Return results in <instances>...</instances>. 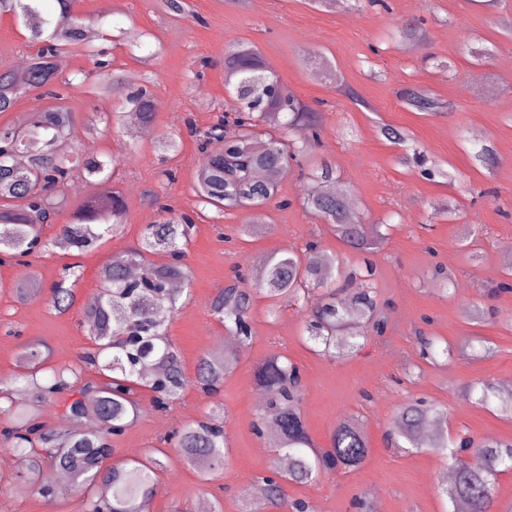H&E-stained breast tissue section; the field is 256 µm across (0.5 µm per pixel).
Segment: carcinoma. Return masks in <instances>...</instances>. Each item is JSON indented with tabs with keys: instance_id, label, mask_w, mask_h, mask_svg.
I'll return each instance as SVG.
<instances>
[{
	"instance_id": "obj_1",
	"label": "carcinoma",
	"mask_w": 512,
	"mask_h": 512,
	"mask_svg": "<svg viewBox=\"0 0 512 512\" xmlns=\"http://www.w3.org/2000/svg\"><path fill=\"white\" fill-rule=\"evenodd\" d=\"M44 0H0V13H10L22 20L38 50L22 71L0 70V112L11 111L27 92L47 104L37 107L13 126L0 128V250L13 251L20 257L36 251L59 247L82 253L109 234L120 232L124 204L114 192L109 197L90 198L79 207L76 222L61 226L57 237H42V228L60 208L68 204L66 190L74 174L85 179L109 175L114 161L109 157L73 152L62 155L57 142L72 136L77 124L75 114L66 105L68 91L77 87L72 77H62L56 59L86 46L87 20L72 12V0H54L47 11ZM159 6L173 20L190 15L188 0H158ZM101 36L119 42L130 52L143 51L142 60L158 57L160 39L135 24H115ZM424 36L421 29L406 23L395 36L396 46ZM495 46L477 40L469 48L471 63L480 66L494 54ZM149 79L125 86L123 75L107 74V80L90 88L96 96L109 95L124 88L123 111L112 121L123 122L133 114L147 124L155 111V99L147 88ZM224 85L232 100L229 111L217 123L199 133L202 147L218 144L208 155L206 165L198 170L195 194L198 203L221 214L225 209L260 211L278 197V182L265 177L268 171L288 176L293 164L311 148L297 144L293 132L308 127L318 136L315 112L301 103L278 80L272 68L250 42L237 41L224 54ZM400 100L418 112L439 113V102L425 89L406 88ZM233 125L237 132L224 135ZM472 166L489 170L494 164V150L484 143L469 152ZM402 165L427 167V174L442 178L453 176L441 164H427L418 148L398 158ZM308 187L303 205L328 224L336 238L357 253H373L385 239L380 226L363 224L356 215L345 189L338 185L336 169L321 161L304 173ZM22 199L25 205L13 208L10 201ZM194 227L187 214L148 224L139 247L99 272L100 288L82 305L86 332L97 346V356L90 359L101 377L98 383H86L75 389L81 378L76 365L59 367L44 374L46 357L38 344L24 347L22 371L14 383L28 392L25 402L10 403L9 420L0 426V434L10 450L29 458L26 486H36L43 494L54 496L58 487L49 471L68 473L77 487L87 493L88 512H139L142 501L157 489L159 473L169 466V458H160L159 449L146 451L137 459L108 465L114 453L111 439L124 433L140 411L138 393L155 394V406L161 409L176 399L185 388L181 357L167 337L169 314L178 309V297L170 289L174 282H189L191 271L182 262L179 240H188ZM265 277L259 290L279 302L322 290L315 298L306 331L309 340L320 347L319 353L331 358H345L359 347L361 333L354 327L370 321L378 331L384 323L375 319V270L366 264L352 272L359 280L350 293L336 294L326 288L329 277L323 265V253L310 243L296 254L273 253L265 259ZM76 302L72 286L61 280L50 289V304L59 313ZM254 303L251 288L232 285L211 302L214 318L235 337L241 346L252 340L249 314ZM237 357L230 353H207L197 365L196 383L215 392L224 383V375L235 369ZM259 388L268 399L258 409L255 429L270 440L275 452L289 460L288 468L272 466L273 476L263 478L265 508L279 512L288 507L285 480L305 483L337 467L358 466L366 457L367 442L360 424L345 421L336 428L331 448H314L302 419L299 404L301 375L299 368L273 354L254 371ZM76 391L77 398L63 400V417L81 421L88 414V400L95 403L99 425L87 431L59 427L47 429L38 413L58 404L56 396ZM464 395L478 405L495 400L501 411L512 413V392H502L488 381L477 380L464 386ZM398 447L405 452L427 451L453 461L454 481L443 489L450 502L464 500L469 512H491L496 498L497 476L512 471V444L494 439L476 442L470 438L457 441L448 437L446 408L410 398L399 408L395 419ZM177 446L184 460L198 467L207 477L223 468L228 454L227 438L220 411L184 425L176 434Z\"/></svg>"
}]
</instances>
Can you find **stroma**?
<instances>
[{"mask_svg": "<svg viewBox=\"0 0 512 512\" xmlns=\"http://www.w3.org/2000/svg\"><path fill=\"white\" fill-rule=\"evenodd\" d=\"M192 17L172 21L156 0H76L74 9L94 29L136 23L164 45L160 56L143 64L125 46L96 40L113 67L124 77L151 75L157 103L149 133L131 135L128 124L109 119L123 97H94L83 89L71 92L69 103L78 117L75 134L62 145L63 154L79 149L112 157L105 183L124 200L123 228L116 236L76 255L60 248L0 264V382L20 369L23 345H43L53 367L75 365L91 353L93 343L82 323L80 301L99 288L100 268L138 246L145 225L164 220L148 201L156 193L174 212L191 214L195 227L185 247L192 278L189 298L171 318L168 337L177 348L188 385L165 411L154 409L142 393L143 411L119 436L114 461L164 449L171 463L159 475L150 512H198L199 503L220 504L222 512H244L256 504L244 495V483H260L268 475L275 452L253 429L260 406L254 381L256 363L281 354L302 376L301 413L315 447L327 448L340 421L356 419L363 426L369 452L363 463L339 469L305 484L286 487L289 499L306 501L314 512H450L442 487L450 463L427 452L404 453L389 438L399 407L407 398H423L448 410V431L477 441H512V417L495 406L483 407L466 398L463 386L475 379L494 385L512 381V290H500L504 267L498 247L512 240V76L502 64L512 59V39L501 33L512 22V0L484 5L482 0H386L385 7L359 6L357 0H334L330 8H313L308 0H189ZM418 21L423 40L396 48L390 35L408 21ZM496 46L494 57L472 65L471 38ZM254 44L282 83L321 113L322 133L309 162L330 160L365 224L388 225V235L371 260L383 333H368L361 348L343 359L314 352L304 331V301H270L257 295L250 313L253 338L226 374L219 392L206 393L193 382L200 357L218 350L225 331L210 312L212 299L243 275L247 287L258 284L254 269L273 252H300L317 241L325 254L354 265L358 255L329 231L324 221L303 208L306 180L290 174L280 182L283 206L268 205L260 231L240 235L250 210L216 215L197 209L193 182L203 149L199 131L214 124L230 103L224 88V52L234 42ZM35 48L20 20L0 15V69L17 67ZM330 67L319 65V58ZM453 60V72L435 65V58ZM429 89L447 103L445 113L428 115L409 110L401 89ZM408 131L423 153L462 173L464 182L425 178L420 167L398 165L400 146L386 140L381 126ZM173 135L176 157L160 163L155 141ZM491 142L492 172H478L460 147L462 139ZM175 181H167L163 168ZM445 202L452 213L434 214L432 205ZM485 259L473 264L472 251ZM79 268L74 285L78 305L64 314L49 303L51 286L67 266ZM42 284L26 295L18 289L29 281ZM437 348L453 350L423 359L421 337ZM490 342L492 356L473 359L459 349L472 342ZM80 364V363H79ZM224 408L229 455L210 479L184 464L175 432L214 406ZM24 468L0 465V506L5 512H86V495L71 491L50 499L23 487Z\"/></svg>", "mask_w": 512, "mask_h": 512, "instance_id": "1", "label": "stroma"}]
</instances>
